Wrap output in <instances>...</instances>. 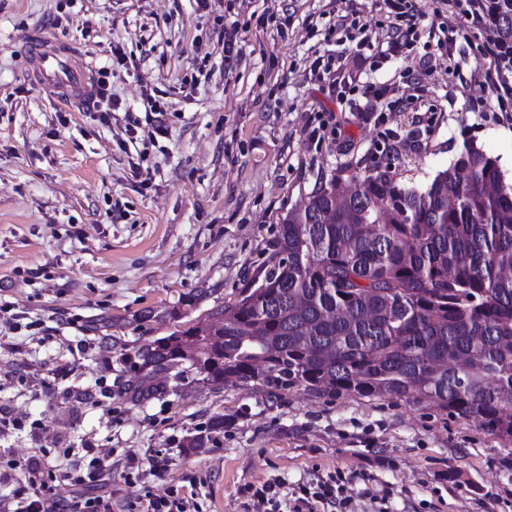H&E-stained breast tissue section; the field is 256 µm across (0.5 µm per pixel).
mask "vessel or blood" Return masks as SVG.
I'll return each instance as SVG.
<instances>
[{
    "mask_svg": "<svg viewBox=\"0 0 512 512\" xmlns=\"http://www.w3.org/2000/svg\"><path fill=\"white\" fill-rule=\"evenodd\" d=\"M26 57L36 84L52 98L77 104L90 96V74L73 45L37 33L28 41Z\"/></svg>",
    "mask_w": 512,
    "mask_h": 512,
    "instance_id": "obj_1",
    "label": "vessel or blood"
}]
</instances>
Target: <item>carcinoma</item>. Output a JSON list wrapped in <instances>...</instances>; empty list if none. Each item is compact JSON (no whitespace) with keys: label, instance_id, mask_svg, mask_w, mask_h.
<instances>
[{"label":"carcinoma","instance_id":"cac0c4a2","mask_svg":"<svg viewBox=\"0 0 512 512\" xmlns=\"http://www.w3.org/2000/svg\"><path fill=\"white\" fill-rule=\"evenodd\" d=\"M512 48V0H493ZM120 394L160 398L190 364L215 384L413 398L512 440V183L467 145L417 189L374 170L333 176L277 228L237 300L125 357ZM215 416L185 451L224 432Z\"/></svg>","mask_w":512,"mask_h":512}]
</instances>
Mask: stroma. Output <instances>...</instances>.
Wrapping results in <instances>:
<instances>
[{
  "instance_id": "1",
  "label": "stroma",
  "mask_w": 512,
  "mask_h": 512,
  "mask_svg": "<svg viewBox=\"0 0 512 512\" xmlns=\"http://www.w3.org/2000/svg\"><path fill=\"white\" fill-rule=\"evenodd\" d=\"M457 2L434 20L453 23L454 47L424 31L361 67L343 0H0V470L38 456L83 475L101 449L112 512L180 492L197 512H293L303 497L311 512H512V441L425 402L218 389L191 368L160 399L105 395L128 377L127 350L173 331L180 296L201 294L199 318L234 303L288 211L332 176L376 168L420 187L473 145L512 180V102L482 93L496 35ZM38 27L93 71L122 48L108 122L28 75ZM427 50L440 64L420 98L373 99L371 83L413 84ZM321 55L346 82L312 78ZM150 95L166 111L156 136ZM100 317L120 340L107 358L84 330ZM88 387L99 404L72 398ZM215 415L223 433L184 453ZM266 484L270 507L252 495ZM325 484L342 497L316 498Z\"/></svg>"
}]
</instances>
